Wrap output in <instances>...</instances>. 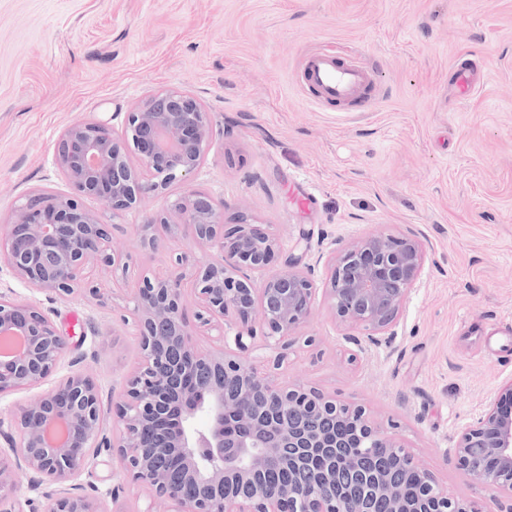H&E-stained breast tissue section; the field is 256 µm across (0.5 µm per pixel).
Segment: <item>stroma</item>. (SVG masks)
<instances>
[{
	"mask_svg": "<svg viewBox=\"0 0 512 512\" xmlns=\"http://www.w3.org/2000/svg\"><path fill=\"white\" fill-rule=\"evenodd\" d=\"M325 45L375 69L373 111L307 100L300 62ZM462 57L481 77L466 96L452 76ZM168 87L206 106L210 149L189 185L119 215L85 198L128 265L95 275L109 306L33 291L0 267V292L37 302L67 337L60 374L120 395L141 357L130 297L143 277L184 252L219 258L160 226L156 248L140 245V226L185 187L263 225L280 245L271 269L299 256L319 289L354 239L413 235L425 263L386 343L356 355L320 297L279 377L363 406L451 494L512 512L446 454L512 378V0H0V225L28 193L69 192L55 163L69 125L122 135L134 106ZM81 482L102 512L162 507L107 452Z\"/></svg>",
	"mask_w": 512,
	"mask_h": 512,
	"instance_id": "obj_1",
	"label": "stroma"
}]
</instances>
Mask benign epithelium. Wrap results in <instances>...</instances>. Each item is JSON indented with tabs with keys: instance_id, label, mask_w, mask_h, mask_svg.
<instances>
[{
	"instance_id": "7a95c632",
	"label": "benign epithelium",
	"mask_w": 512,
	"mask_h": 512,
	"mask_svg": "<svg viewBox=\"0 0 512 512\" xmlns=\"http://www.w3.org/2000/svg\"><path fill=\"white\" fill-rule=\"evenodd\" d=\"M212 139L210 113L191 94L169 88L146 98L127 116L117 138L104 122H77L61 135L56 164L71 191L25 196L12 224L0 235V264L37 292L59 297L83 292L101 306L108 298L86 280L93 269L126 268L108 249L109 225L83 207L103 200L116 215L149 194L187 183L204 161ZM142 170L129 163L130 152ZM171 233L189 229L193 244L216 245L221 258L201 262L175 257L170 272L143 280L132 297L141 358L108 420L103 390L90 375L72 371L38 398L0 413V438L17 467L31 475L29 489L47 500L45 512H101L91 496L68 491L102 452L123 462L131 483L150 489L166 512H368L383 498L388 512H411L398 485L376 472L353 469L350 486L339 489L331 467L288 486L267 485L261 475L280 462L309 465L323 442L318 430L292 419L334 416L353 427L361 447L398 457L433 501L431 512H483L453 497L422 468L396 437L381 430L366 410L316 389L293 386L276 370L288 357V336L310 316L316 296L299 258L257 281L279 250L260 224L227 222L224 204L188 190L171 199L152 223L141 226L144 246L157 240L153 227ZM425 261L422 243L406 235L361 237L330 263L325 297L341 324L359 331L356 344L377 346L409 299ZM194 290L195 323L184 302V284ZM218 331V352H203L194 336ZM22 338L21 350L0 359V397L38 387L68 355L66 337L36 303L0 292V335ZM180 351L174 361L171 348ZM200 367L219 368L239 385L231 399L224 384L204 383ZM512 379L484 411L456 435V467L492 492L512 499ZM494 460L475 464L477 450ZM177 460L178 474L156 458Z\"/></svg>"
}]
</instances>
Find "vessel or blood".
<instances>
[{
  "instance_id": "vessel-or-blood-1",
  "label": "vessel or blood",
  "mask_w": 512,
  "mask_h": 512,
  "mask_svg": "<svg viewBox=\"0 0 512 512\" xmlns=\"http://www.w3.org/2000/svg\"><path fill=\"white\" fill-rule=\"evenodd\" d=\"M376 85L372 70L355 57L342 58L328 48L309 54L303 63V86L313 104L333 102L346 108L370 111Z\"/></svg>"
}]
</instances>
